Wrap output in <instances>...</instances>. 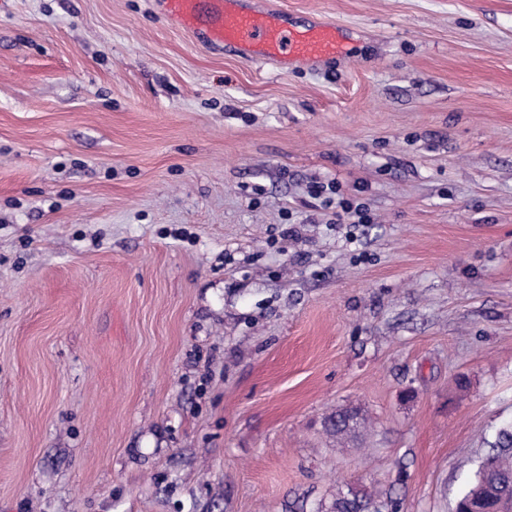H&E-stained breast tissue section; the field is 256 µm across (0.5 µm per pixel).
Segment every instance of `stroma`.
Segmentation results:
<instances>
[{
	"mask_svg": "<svg viewBox=\"0 0 512 512\" xmlns=\"http://www.w3.org/2000/svg\"><path fill=\"white\" fill-rule=\"evenodd\" d=\"M253 5L353 57L0 0V512H451L512 421V0ZM333 193L336 194V217L343 224H370L373 219L370 216L369 208L366 203H355L351 199L344 196L338 184L331 187ZM340 223V224H342ZM365 420L361 411L354 407H345L337 410L328 418L326 431L336 439L342 438L358 427L360 421ZM321 508L322 510L319 512H381V508L397 512L398 503L390 499L386 503L373 506V510H369L371 508L369 499L365 495L360 496L358 492L348 488L347 492L338 489L332 502L328 506L326 504L322 505Z\"/></svg>",
	"mask_w": 512,
	"mask_h": 512,
	"instance_id": "1",
	"label": "stroma"
}]
</instances>
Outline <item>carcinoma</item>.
<instances>
[{
  "mask_svg": "<svg viewBox=\"0 0 512 512\" xmlns=\"http://www.w3.org/2000/svg\"><path fill=\"white\" fill-rule=\"evenodd\" d=\"M362 420L359 409L345 407L328 418L326 431L339 439L358 427ZM489 448L491 452L480 461L456 498L458 512H465L473 496L485 495L486 505L492 506L501 496L512 492V423L495 430ZM383 508L398 512V503L390 499L372 507L366 496L349 488L338 490L332 502L322 505L320 512H381Z\"/></svg>",
  "mask_w": 512,
  "mask_h": 512,
  "instance_id": "cac0c4a2",
  "label": "carcinoma"
}]
</instances>
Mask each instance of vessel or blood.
Wrapping results in <instances>:
<instances>
[{
    "label": "vessel or blood",
    "mask_w": 512,
    "mask_h": 512,
    "mask_svg": "<svg viewBox=\"0 0 512 512\" xmlns=\"http://www.w3.org/2000/svg\"><path fill=\"white\" fill-rule=\"evenodd\" d=\"M174 22L247 59L315 63L347 54L340 27L292 25L279 9L253 10L242 0H163Z\"/></svg>",
    "instance_id": "vessel-or-blood-1"
}]
</instances>
